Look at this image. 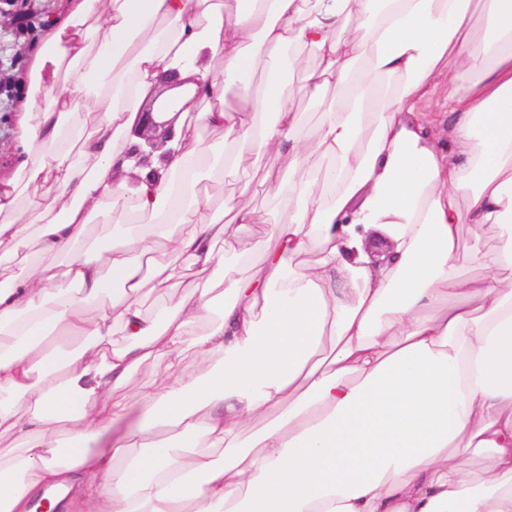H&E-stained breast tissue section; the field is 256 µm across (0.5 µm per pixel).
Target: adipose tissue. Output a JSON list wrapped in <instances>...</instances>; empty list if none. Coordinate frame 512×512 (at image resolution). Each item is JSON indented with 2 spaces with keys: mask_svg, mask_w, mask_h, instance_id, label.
<instances>
[{
  "mask_svg": "<svg viewBox=\"0 0 512 512\" xmlns=\"http://www.w3.org/2000/svg\"><path fill=\"white\" fill-rule=\"evenodd\" d=\"M306 50L307 136L280 76ZM173 70L202 94L126 202L113 169ZM19 127L0 188V258L24 269L0 283V512L54 490L64 512H512V0H68ZM263 154L285 221L248 186L210 213L205 183ZM125 223L131 246L77 251L90 225ZM371 228L390 242L377 260ZM149 360V389L128 391Z\"/></svg>",
  "mask_w": 512,
  "mask_h": 512,
  "instance_id": "adipose-tissue-1",
  "label": "adipose tissue"
}]
</instances>
